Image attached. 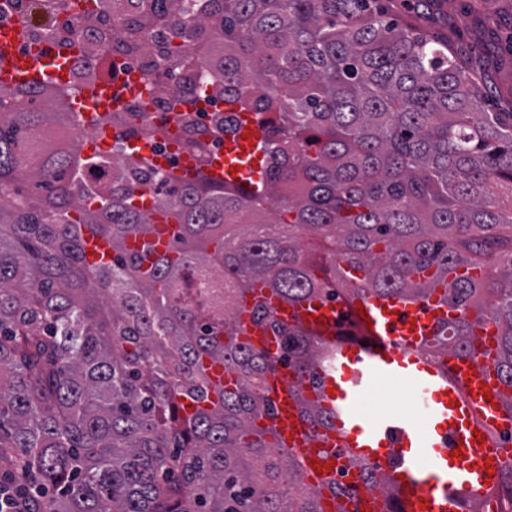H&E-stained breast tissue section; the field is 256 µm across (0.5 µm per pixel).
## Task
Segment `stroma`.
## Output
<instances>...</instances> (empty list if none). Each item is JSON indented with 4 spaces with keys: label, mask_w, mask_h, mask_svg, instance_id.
Returning a JSON list of instances; mask_svg holds the SVG:
<instances>
[{
    "label": "stroma",
    "mask_w": 512,
    "mask_h": 512,
    "mask_svg": "<svg viewBox=\"0 0 512 512\" xmlns=\"http://www.w3.org/2000/svg\"><path fill=\"white\" fill-rule=\"evenodd\" d=\"M427 11L420 0H378L395 23L415 26L419 32L447 39L462 47L469 62L492 65L490 110L512 109V0H440Z\"/></svg>",
    "instance_id": "35a3bbf8"
}]
</instances>
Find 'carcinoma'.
<instances>
[{
    "mask_svg": "<svg viewBox=\"0 0 512 512\" xmlns=\"http://www.w3.org/2000/svg\"><path fill=\"white\" fill-rule=\"evenodd\" d=\"M157 26L176 66L187 47L223 53L224 132L255 115L265 187L170 177L150 210L120 180L86 205L79 152L29 165L22 149L50 119L75 125L65 96L0 86V461L34 486L29 512H324L327 495L354 499L349 486L305 482L302 452L255 422L274 417L279 365L316 389L334 349L263 304L254 320L281 352L246 346L241 305L258 284L294 306L358 287L426 299L443 282L460 315L425 357L474 359V326L492 322L512 389V270L492 273L512 254V112L485 108L490 64L448 56L371 0H141L126 34L147 47ZM164 214L178 230L156 257ZM90 236L111 261L89 264ZM208 362L233 386L213 384ZM294 401L308 439L332 426L299 386ZM352 466L399 512L384 478Z\"/></svg>",
    "mask_w": 512,
    "mask_h": 512,
    "instance_id": "carcinoma-1",
    "label": "carcinoma"
}]
</instances>
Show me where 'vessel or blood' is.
Masks as SVG:
<instances>
[{"instance_id":"b4317fda","label":"vessel or blood","mask_w":512,"mask_h":512,"mask_svg":"<svg viewBox=\"0 0 512 512\" xmlns=\"http://www.w3.org/2000/svg\"><path fill=\"white\" fill-rule=\"evenodd\" d=\"M26 39L23 25L0 26V84L67 89L79 125L106 140L109 111L125 95L122 81L108 79L70 89L69 66L54 44L46 42L28 51ZM241 125L204 169L186 160L174 169V177L255 187L264 176L261 132L251 116H244ZM258 302L267 304L284 323L301 324L331 344H337L344 319L357 322L367 338L363 345L337 344L334 361L319 368L320 387L313 397L332 414L333 422L316 440L307 439V427L295 407L293 370L279 368L267 379L279 443L301 450L307 461L317 463V470L308 473L314 484H321L323 474L340 468L349 455L391 476L404 512H460V495L479 496L498 484L505 463L512 460V448L495 436L496 431L512 428L499 400L505 388L494 374L491 358L474 363L452 358L442 367L424 357L423 345L449 317L437 299L410 301L362 292L347 306L314 299L293 307L267 288L255 286L240 312L239 339L274 354L278 339L252 320V307ZM383 381L404 390L407 414L382 403L363 411L364 400ZM345 481L356 489L362 512H384L382 496L366 487L360 471L351 470Z\"/></svg>"}]
</instances>
